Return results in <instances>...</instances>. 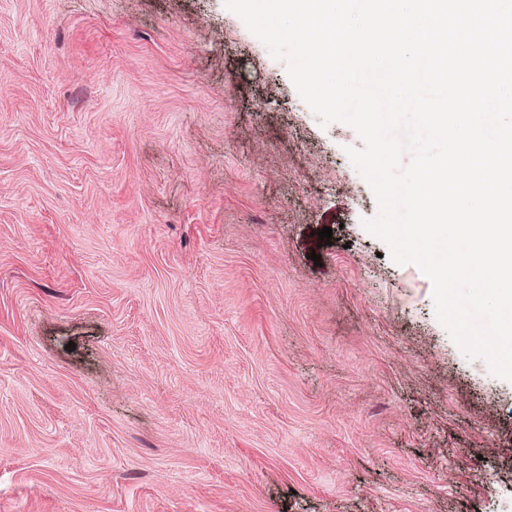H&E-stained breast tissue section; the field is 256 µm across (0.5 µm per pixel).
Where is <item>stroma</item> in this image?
I'll use <instances>...</instances> for the list:
<instances>
[{"label":"stroma","mask_w":512,"mask_h":512,"mask_svg":"<svg viewBox=\"0 0 512 512\" xmlns=\"http://www.w3.org/2000/svg\"><path fill=\"white\" fill-rule=\"evenodd\" d=\"M361 145L224 0H0V512H512Z\"/></svg>","instance_id":"1"}]
</instances>
